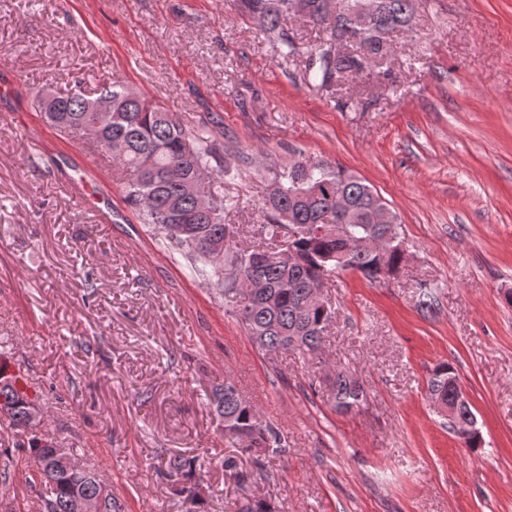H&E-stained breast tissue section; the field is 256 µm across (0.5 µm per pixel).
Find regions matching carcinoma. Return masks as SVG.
<instances>
[{"label":"carcinoma","instance_id":"carcinoma-1","mask_svg":"<svg viewBox=\"0 0 512 512\" xmlns=\"http://www.w3.org/2000/svg\"><path fill=\"white\" fill-rule=\"evenodd\" d=\"M325 2L306 0L307 11L300 14L294 0H236L240 12L277 42L282 56H305V79L319 87L346 74L373 70L388 54L392 34L409 29L416 0H374L373 15L366 24L345 9L328 13ZM296 15L324 34L307 50L301 49L286 28V17ZM336 41L344 47L339 55L332 53ZM100 94L112 96V125L103 129L93 127L92 99L80 92L59 94L50 102L37 93L34 103L59 132L93 146L100 140L110 144L112 161L126 175V204L168 248L187 260L195 276L211 281L221 295L242 294L236 317L264 355L273 357L288 350L312 357L320 354L332 312L309 297L312 289L325 287L331 273L355 271L369 281L398 275L404 262L398 250L355 252L344 262L335 258L345 248L334 232V225L342 223L336 210V186L342 187L352 206L348 225L352 234L386 231L385 225L372 223L371 215L377 204L387 201L360 178L327 162L300 160L283 168L267 187L260 244L244 247L231 225L224 223L225 211L234 208L235 202L213 194L205 182L219 151L207 127L195 126L179 113L147 101L120 81L102 82ZM195 179L198 190H185L183 183ZM202 197L212 201V209H201ZM284 243L297 254L296 264L281 261ZM251 279L265 283L263 293L248 290ZM271 298L273 307L268 305ZM6 372L8 363L1 361L0 399L12 407V444L29 461V484L42 491L44 512H72L76 495L96 500L99 512H124L112 486L93 468L84 464L66 467L55 455L54 441L28 430L31 407L39 396L28 393L18 374ZM455 379L457 372L451 364L438 365L428 381L429 394L454 402ZM364 397L363 387L352 385L344 370L333 374L330 398L335 409L349 411ZM209 400L215 418L225 424L224 438L249 455L255 467L261 466L269 452L283 447L284 438L234 381L214 386ZM167 475L180 485V493L198 497L196 460L169 457ZM236 512H281V508L266 498L253 497L241 502Z\"/></svg>","mask_w":512,"mask_h":512}]
</instances>
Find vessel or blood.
<instances>
[{"instance_id":"1","label":"vessel or blood","mask_w":512,"mask_h":512,"mask_svg":"<svg viewBox=\"0 0 512 512\" xmlns=\"http://www.w3.org/2000/svg\"><path fill=\"white\" fill-rule=\"evenodd\" d=\"M103 172L104 167L97 150L85 148L77 176L68 180L66 187L84 209L92 214L95 222L108 224L112 221V211L107 204L112 196V181L105 178Z\"/></svg>"}]
</instances>
